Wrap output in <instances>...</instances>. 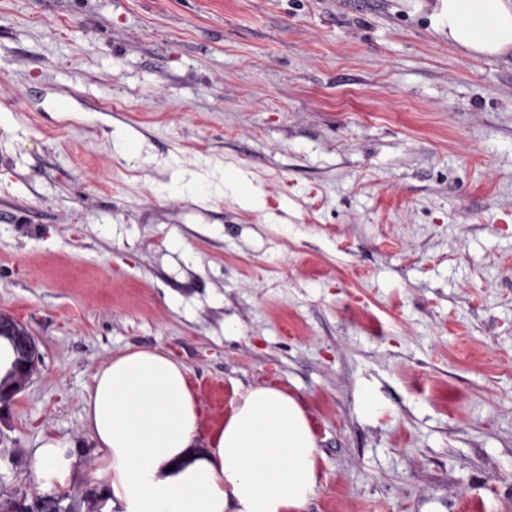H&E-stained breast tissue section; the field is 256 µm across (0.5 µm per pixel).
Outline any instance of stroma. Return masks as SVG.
<instances>
[{"instance_id":"1","label":"stroma","mask_w":512,"mask_h":512,"mask_svg":"<svg viewBox=\"0 0 512 512\" xmlns=\"http://www.w3.org/2000/svg\"><path fill=\"white\" fill-rule=\"evenodd\" d=\"M1 314L7 490L159 347L203 426L305 400L304 512H512V55L410 0H0ZM2 319L6 320V326L9 327L10 332L8 336H11L12 343L15 347L18 358L13 363V367L10 371L11 364L14 359L13 347L10 340L6 337H0V378L4 377L6 372V376L0 382V390L5 388L13 387L14 385L19 387L17 383V379L23 378L29 373L23 369L24 364L29 361L32 357V351L29 349L28 342V332L21 326H19L16 322L11 320L10 318L1 317L0 323ZM17 341V345L14 340Z\"/></svg>"}]
</instances>
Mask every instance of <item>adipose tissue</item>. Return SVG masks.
<instances>
[{
	"label": "adipose tissue",
	"mask_w": 512,
	"mask_h": 512,
	"mask_svg": "<svg viewBox=\"0 0 512 512\" xmlns=\"http://www.w3.org/2000/svg\"><path fill=\"white\" fill-rule=\"evenodd\" d=\"M466 55L512 53V0H412ZM83 418L98 448L107 512H304L320 479L307 408L266 385L241 389L222 426L202 434L187 370L162 348L130 349L92 377ZM47 436L31 450L37 481L67 489L80 455Z\"/></svg>",
	"instance_id": "obj_1"
}]
</instances>
